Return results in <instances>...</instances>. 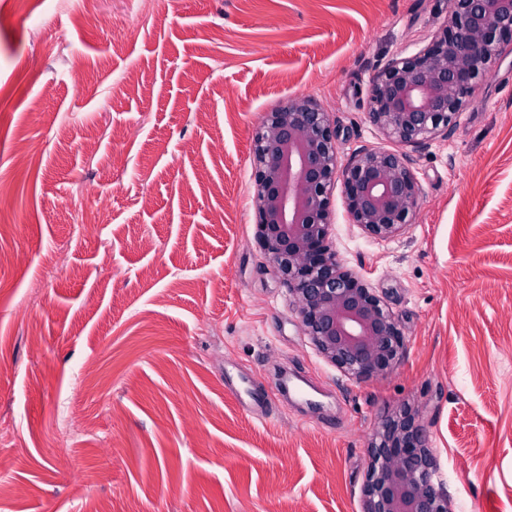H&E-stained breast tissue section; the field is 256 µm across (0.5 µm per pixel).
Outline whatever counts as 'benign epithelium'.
<instances>
[{
    "instance_id": "obj_1",
    "label": "benign epithelium",
    "mask_w": 512,
    "mask_h": 512,
    "mask_svg": "<svg viewBox=\"0 0 512 512\" xmlns=\"http://www.w3.org/2000/svg\"><path fill=\"white\" fill-rule=\"evenodd\" d=\"M508 51L512 0H449L431 41L372 79L369 119L402 144L423 145L448 131ZM336 137L329 113L310 98H287L265 113L253 138L257 236L318 351L352 378H378L399 359L405 338L382 298L337 259L329 194L342 178L353 222L388 240L416 212L420 187L395 153L364 149L339 168ZM416 416L403 408L375 430L363 512H449Z\"/></svg>"
}]
</instances>
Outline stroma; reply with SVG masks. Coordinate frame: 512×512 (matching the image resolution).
<instances>
[{"instance_id": "35a3bbf8", "label": "stroma", "mask_w": 512, "mask_h": 512, "mask_svg": "<svg viewBox=\"0 0 512 512\" xmlns=\"http://www.w3.org/2000/svg\"><path fill=\"white\" fill-rule=\"evenodd\" d=\"M447 13L0 0V512H361L405 405L454 512H512V54L424 147L368 118L373 77ZM289 96L330 113L340 163L400 154L420 186L388 240L331 193L339 261L406 339L381 378L318 353L257 238L252 137ZM286 371L314 408L259 419L224 383Z\"/></svg>"}]
</instances>
